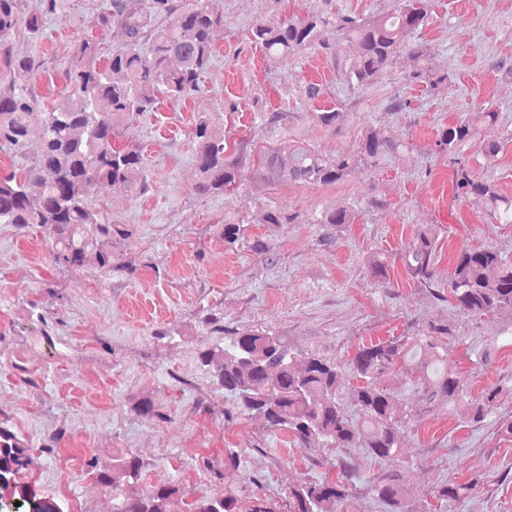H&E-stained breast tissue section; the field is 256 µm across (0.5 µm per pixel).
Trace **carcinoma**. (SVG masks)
Listing matches in <instances>:
<instances>
[{
  "label": "carcinoma",
  "mask_w": 512,
  "mask_h": 512,
  "mask_svg": "<svg viewBox=\"0 0 512 512\" xmlns=\"http://www.w3.org/2000/svg\"><path fill=\"white\" fill-rule=\"evenodd\" d=\"M325 8L304 16L262 19L251 29L252 42L264 53L289 59L305 49L330 50L329 34L356 41L358 55L348 68L360 86L372 84L400 56L413 62L409 78L433 88L442 78L422 64L424 49L415 40L429 16L428 0H402L394 11L363 18L336 12L332 0ZM19 0H0V41L20 22ZM100 31L121 38L122 48L103 56L101 42L81 40L66 71L70 92L65 102L41 113V133L30 139L38 100L30 87L41 62L32 56L6 57L8 87L0 88V148L29 158L23 168L0 174V224L19 229L41 228L52 261L61 269L84 266L113 270L114 249L127 236L121 225L104 220L92 204V192L104 183H122L144 190L147 158L136 145L121 142L124 128L151 112L163 95L184 99L197 93L200 79L213 61L214 35L224 28V16L210 0H110L99 16ZM148 50H142L143 45ZM497 115L484 109L451 123L439 134L436 146L448 156L454 196L485 206L502 224H512V196L473 174L460 157L463 143L473 138L480 122ZM203 194L235 192L245 170L266 184L329 185L341 181L356 165H377L404 146L391 132L369 129L357 153L323 156L294 140H280L251 163L249 142L229 141L224 120L203 114L192 131ZM355 211L341 208L310 220L312 224H352ZM224 246L247 250L276 260L273 247L245 234L243 220H224ZM438 229L425 226L414 239L387 260L367 257L373 278L388 276L390 262L399 261L415 283L433 285ZM455 279L449 294L467 316L507 318L512 326V258L493 247L461 246L453 255ZM450 326L427 323L398 336L361 344L346 361L359 381L352 393L354 413H346L338 397L342 364L317 354L295 355L288 337L258 328L234 331L230 343L199 355L213 384L224 390V423L242 416H260L271 430H284L302 448L316 445L351 448L359 445L369 455L390 460L399 453L404 425L397 416L400 395L384 384V377L402 372L430 402L448 405V412L464 416L468 424L483 421L512 388L493 387L479 399L471 397L465 375L448 368ZM134 412L163 419L149 398L138 400ZM29 443L0 425V500L20 502L21 512H53L58 503L36 494L19 481L29 462ZM94 483L112 492L113 512H169L170 501L184 494L175 483L147 488L133 499L124 496L129 480H137L143 464L126 454L101 465L88 462ZM481 479L450 483L438 492L442 500H458L475 490ZM377 497L401 512L404 489L386 477L373 485ZM350 496L348 476L303 480L292 488L288 501L278 504L255 496L244 501L230 489L200 493L187 503L188 512H341Z\"/></svg>",
  "instance_id": "cac0c4a2"
}]
</instances>
